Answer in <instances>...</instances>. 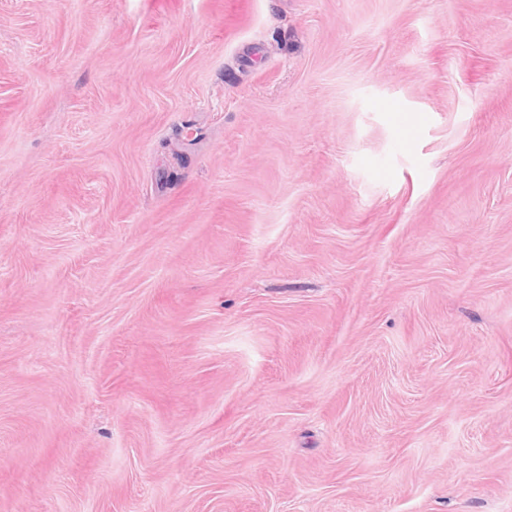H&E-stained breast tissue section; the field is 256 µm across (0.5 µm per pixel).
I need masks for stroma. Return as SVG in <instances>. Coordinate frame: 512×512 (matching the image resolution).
Masks as SVG:
<instances>
[{
    "label": "stroma",
    "mask_w": 512,
    "mask_h": 512,
    "mask_svg": "<svg viewBox=\"0 0 512 512\" xmlns=\"http://www.w3.org/2000/svg\"><path fill=\"white\" fill-rule=\"evenodd\" d=\"M0 512H512V0H0Z\"/></svg>",
    "instance_id": "1"
}]
</instances>
